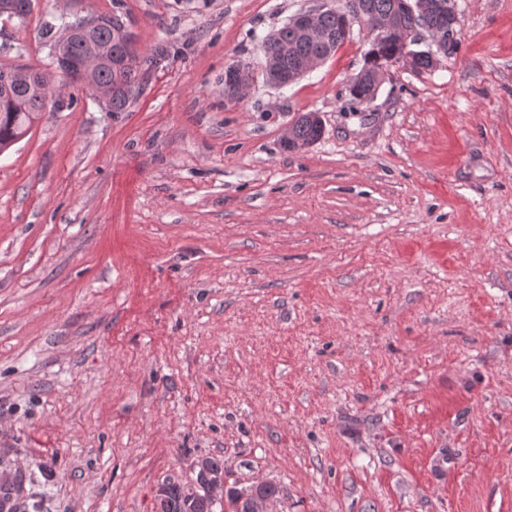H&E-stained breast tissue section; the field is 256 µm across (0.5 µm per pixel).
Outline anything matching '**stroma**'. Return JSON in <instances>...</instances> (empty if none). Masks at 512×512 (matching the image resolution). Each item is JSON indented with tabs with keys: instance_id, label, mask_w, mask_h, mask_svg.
I'll return each mask as SVG.
<instances>
[{
	"instance_id": "1",
	"label": "stroma",
	"mask_w": 512,
	"mask_h": 512,
	"mask_svg": "<svg viewBox=\"0 0 512 512\" xmlns=\"http://www.w3.org/2000/svg\"><path fill=\"white\" fill-rule=\"evenodd\" d=\"M320 0H36L120 8L168 44L110 112L68 88L0 153V467L26 512H157L224 461L273 512H512V0H457L455 51L356 104L352 27L277 88L262 42ZM256 77L224 98V71ZM319 113L321 139L282 136Z\"/></svg>"
}]
</instances>
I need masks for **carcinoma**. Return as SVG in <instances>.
<instances>
[{"instance_id":"1","label":"carcinoma","mask_w":512,"mask_h":512,"mask_svg":"<svg viewBox=\"0 0 512 512\" xmlns=\"http://www.w3.org/2000/svg\"><path fill=\"white\" fill-rule=\"evenodd\" d=\"M371 16H387L395 14L397 0H367ZM399 26L405 35L414 30H438L443 26L441 15L433 10H425L416 15L404 14L399 17ZM322 31V40L304 41L297 37L294 29L283 25L263 41L261 51L263 58L277 54L283 46L292 48V54L280 61L279 76L286 80L298 64L307 58L315 56H330L346 39L345 21L339 11V6H330L320 14L318 20ZM115 26L112 23L102 25L93 35V40L104 45H112L120 61V65L101 66L93 73V79L98 84L112 85V111L124 112L130 104L123 86L140 84L144 71L154 64L157 57L168 56L166 46L159 44L149 54L136 51L127 53L122 45L113 39ZM400 45L391 37H384L377 43L371 44L368 52L367 65L362 70V77L349 84L351 99L359 104L369 101L372 94V76L376 71L389 65L390 61L399 54ZM54 88L53 74L40 72V84L33 87L28 84H12L0 88V147L10 144L18 136L29 132L35 119L45 109L46 92ZM321 119H299L293 123L288 143L284 147L296 149V145L315 143L322 135ZM158 506L161 512H214L215 501L208 497L201 486L188 487L177 482H167L159 487Z\"/></svg>"}]
</instances>
